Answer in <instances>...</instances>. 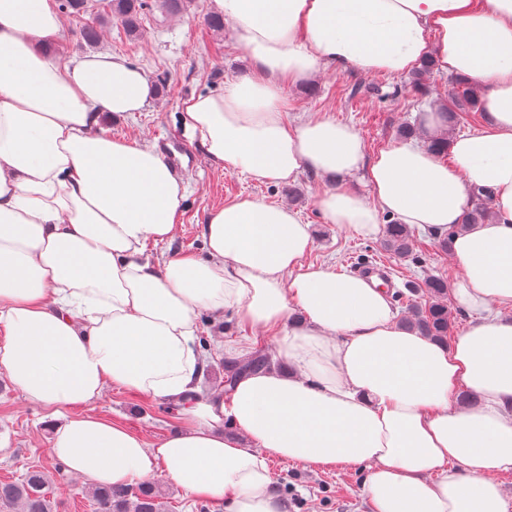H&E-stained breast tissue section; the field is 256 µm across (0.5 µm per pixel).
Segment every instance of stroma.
<instances>
[{"instance_id":"stroma-1","label":"stroma","mask_w":512,"mask_h":512,"mask_svg":"<svg viewBox=\"0 0 512 512\" xmlns=\"http://www.w3.org/2000/svg\"><path fill=\"white\" fill-rule=\"evenodd\" d=\"M148 3L143 31L136 39H128L114 21L91 46L80 36L81 19L67 17L61 38L50 48L63 61L102 53L144 69L154 86L153 97L133 116L106 117V127L113 136L150 145L171 136L186 143L196 156L195 167L178 176L186 195L182 222L171 242L148 245L145 259L156 263L175 254L203 255L202 226L208 211L229 202L259 199L288 205L310 224L313 247L305 263L325 262L351 273L362 259L381 260L395 272L391 287L396 291L404 290L407 281L419 282L430 275L459 277L452 257L440 248L430 249L420 262L400 260L380 251L379 238L363 239L327 223L317 198L330 188L328 178L305 172L288 183H258L246 174L211 164L183 124L182 104L199 94L223 91L251 73V61L236 43L232 28L220 32L206 28V17L215 11L213 0H193L187 11L178 15L162 10L158 0ZM453 95L452 76L440 72L421 80L413 72L390 76L356 69L340 72L331 67L285 90L290 117L324 114L349 124L361 134L370 156L398 141L402 127L420 126L425 110L447 107ZM198 323V338L208 354L201 379L203 392L223 391L225 361L258 345L269 354L275 350L273 336L241 325L232 312L219 319L204 312ZM89 411L126 425L151 443L182 424L178 405L116 386L106 388ZM45 415L43 408L28 402L0 374V481L14 479L33 465L53 469L56 459L49 450ZM270 470L290 512H369L362 495L367 466L320 469L275 461Z\"/></svg>"}]
</instances>
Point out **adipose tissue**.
I'll list each match as a JSON object with an SVG mask.
<instances>
[{"label": "adipose tissue", "instance_id": "ef3b65f1", "mask_svg": "<svg viewBox=\"0 0 512 512\" xmlns=\"http://www.w3.org/2000/svg\"><path fill=\"white\" fill-rule=\"evenodd\" d=\"M253 71L183 104L216 166L258 182L341 178L317 200L327 223L376 236L380 217L451 236L455 304L476 313L440 344L400 325L384 289L303 265L310 227L287 206L211 210L205 257L144 260L173 239L185 189L155 147L112 136L104 115L141 111L147 74L109 54L58 62L53 0H0V373L47 409L50 452L90 484L164 469L183 494L229 512H288L279 458L367 463L370 512H512V0H214ZM467 78L486 122L447 158L399 141L367 158L352 126L293 122L284 90L335 66L393 76L424 56ZM362 175L359 195L343 180ZM488 192L492 221L462 226ZM235 310L274 335L291 373L258 371L230 397L201 394L197 314ZM182 407L185 426L149 445L89 414L109 385ZM482 404L462 410L459 390ZM242 433L233 440L225 422Z\"/></svg>", "mask_w": 512, "mask_h": 512}]
</instances>
